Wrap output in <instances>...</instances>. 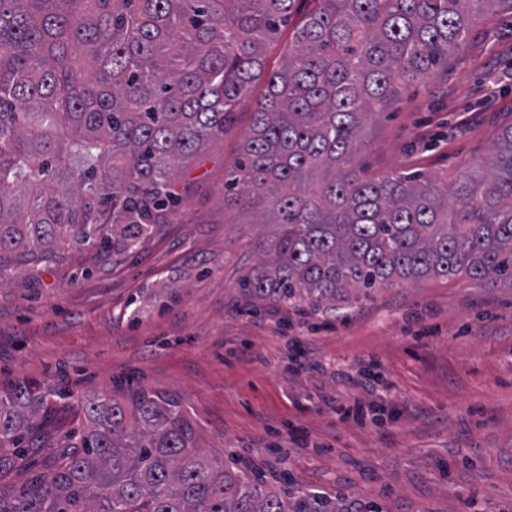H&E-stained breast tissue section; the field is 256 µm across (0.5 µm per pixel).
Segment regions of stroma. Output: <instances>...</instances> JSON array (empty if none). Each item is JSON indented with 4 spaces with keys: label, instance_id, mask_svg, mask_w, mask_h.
Wrapping results in <instances>:
<instances>
[{
    "label": "stroma",
    "instance_id": "1",
    "mask_svg": "<svg viewBox=\"0 0 512 512\" xmlns=\"http://www.w3.org/2000/svg\"><path fill=\"white\" fill-rule=\"evenodd\" d=\"M258 77L178 177L173 223L120 260L75 254L0 287V387L51 390L19 482L82 426L76 399L178 397L209 457L382 512H512V286L424 278L322 313L250 300L238 279L273 228L224 198ZM512 121V0L485 8L431 77L398 93L354 154L369 176L450 179ZM310 370L295 372L297 355Z\"/></svg>",
    "mask_w": 512,
    "mask_h": 512
}]
</instances>
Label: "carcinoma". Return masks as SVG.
<instances>
[{"instance_id":"cac0c4a2","label":"carcinoma","mask_w":512,"mask_h":512,"mask_svg":"<svg viewBox=\"0 0 512 512\" xmlns=\"http://www.w3.org/2000/svg\"><path fill=\"white\" fill-rule=\"evenodd\" d=\"M496 0H0V282L69 251L130 255L174 219L177 177L224 127L291 18L224 197L272 238L251 298L334 310L380 288L463 275L512 286V122L492 156L442 186L369 178L364 124L448 62ZM50 393L0 389V478ZM68 449L0 512H357L208 458L182 403L131 388L81 401Z\"/></svg>"}]
</instances>
